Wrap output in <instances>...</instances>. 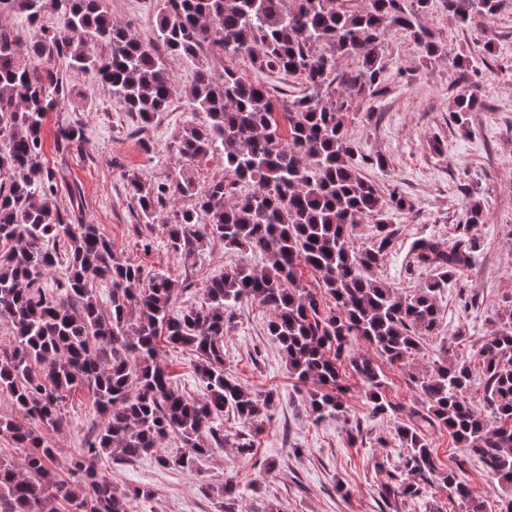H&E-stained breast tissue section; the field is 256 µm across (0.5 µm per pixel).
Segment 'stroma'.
Instances as JSON below:
<instances>
[{"label": "stroma", "mask_w": 512, "mask_h": 512, "mask_svg": "<svg viewBox=\"0 0 512 512\" xmlns=\"http://www.w3.org/2000/svg\"><path fill=\"white\" fill-rule=\"evenodd\" d=\"M162 6L163 0H110L109 11L115 25L130 27L137 38L148 41ZM425 23L444 42L445 55L427 58L406 36H389L387 90L375 100L372 114L350 113L348 123L356 149L381 153L385 159L384 167H364V174L381 193L400 189L412 204L410 211L395 217L393 242L375 273L378 280L399 294H412L430 278L414 262V242H444L460 235L476 240L469 266L436 295L440 321L432 335L422 337L420 353L406 363L382 366L388 394L399 411L373 414L362 385L349 372L344 376L347 415L313 421L309 385L289 375L278 344L266 334L269 311L255 302L244 303L224 336V370L243 386L276 394L253 456L237 454L234 442L243 425L228 415L221 426L224 448L201 460L197 477L160 466L152 457L132 463L101 457L98 470L113 485L153 489L151 499L134 502V512H218L216 493L228 479L238 483L249 512H267L271 505L278 512H461L436 484L426 486L420 496L387 505L378 490L403 455L397 425L426 401L417 379L431 371L441 354L468 356L497 330L499 314L512 310V0L495 16L466 26L436 5ZM452 56L469 60L483 101L482 110L469 113L462 126L451 112L457 92L448 68ZM205 59L216 71L231 67L244 81L263 82L278 94L293 83L284 73L256 71L244 54H167L163 61L178 93L167 111L141 131L106 85L57 58L51 66L73 95L48 113L42 130L44 166L66 174L58 204L68 206L69 187L78 184L86 221L99 225L126 259L146 272L168 273L180 283L174 299L179 310L201 305L208 279L224 269L240 263L264 266L261 255L232 252L217 241L204 243L195 260L184 261L168 248L160 226L143 223L127 190L126 176L133 172L148 183L177 176L182 162L172 145L192 118L180 91L191 84ZM61 122L84 126L83 150L57 141ZM475 202L483 208L484 221L473 226L467 219ZM147 237L153 247L146 252L141 242ZM97 417L91 394L81 388L67 399L61 426L45 429L48 444L58 450L55 470L61 478H68L70 457ZM352 424L360 427L354 438L348 433ZM430 440L438 468L455 470L483 512H501L500 486L483 464L468 457L445 430H432ZM203 482L214 488L213 496L202 495Z\"/></svg>", "instance_id": "1"}]
</instances>
